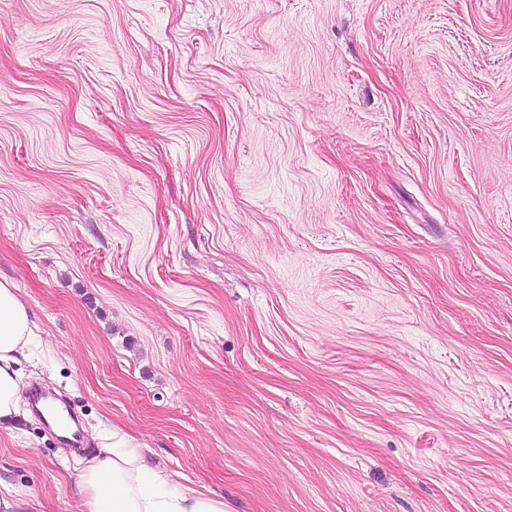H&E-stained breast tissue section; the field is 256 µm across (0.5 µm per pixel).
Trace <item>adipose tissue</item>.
<instances>
[{
    "label": "adipose tissue",
    "instance_id": "obj_1",
    "mask_svg": "<svg viewBox=\"0 0 512 512\" xmlns=\"http://www.w3.org/2000/svg\"><path fill=\"white\" fill-rule=\"evenodd\" d=\"M34 336L27 307L11 284L0 280V423L20 413L17 365ZM77 482L84 492L83 512H224L223 498L176 486L117 429L100 439Z\"/></svg>",
    "mask_w": 512,
    "mask_h": 512
}]
</instances>
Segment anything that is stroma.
<instances>
[{
  "label": "stroma",
  "instance_id": "35a3bbf8",
  "mask_svg": "<svg viewBox=\"0 0 512 512\" xmlns=\"http://www.w3.org/2000/svg\"><path fill=\"white\" fill-rule=\"evenodd\" d=\"M0 275L29 512H512V0H0ZM14 290L9 282L0 280V426L20 413L16 366L36 336L28 309ZM97 446L76 475L84 492L81 512H226L224 498L176 486L147 464L118 428Z\"/></svg>",
  "mask_w": 512,
  "mask_h": 512
}]
</instances>
